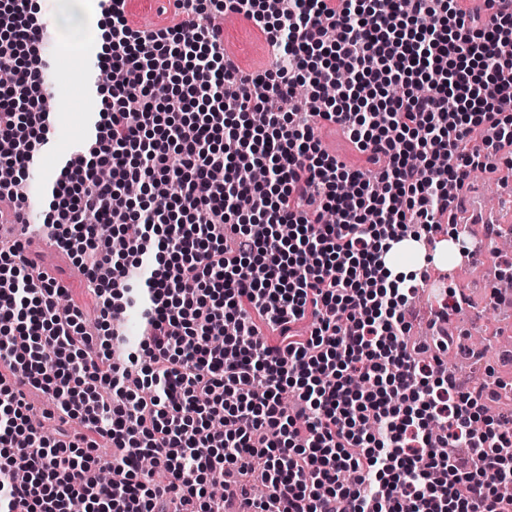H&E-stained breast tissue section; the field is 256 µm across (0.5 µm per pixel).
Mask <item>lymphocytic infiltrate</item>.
Segmentation results:
<instances>
[{
    "label": "lymphocytic infiltrate",
    "instance_id": "obj_1",
    "mask_svg": "<svg viewBox=\"0 0 512 512\" xmlns=\"http://www.w3.org/2000/svg\"><path fill=\"white\" fill-rule=\"evenodd\" d=\"M126 6L103 0L98 56L125 79L103 83L95 136L44 219L86 275L96 330L22 242L0 247V512H225L258 457L255 512H512L498 482L512 427L474 430L480 396L412 354L417 288L390 278L380 245L453 224L445 186L512 147V0L483 14L463 0H174L185 18L159 30L132 28ZM40 12L0 0V69L15 75L0 86V198L17 204L51 128ZM207 12L253 21L279 67L244 74ZM314 117L346 129L370 170L326 152ZM133 307L130 348L115 324ZM30 388L82 432L34 426Z\"/></svg>",
    "mask_w": 512,
    "mask_h": 512
}]
</instances>
